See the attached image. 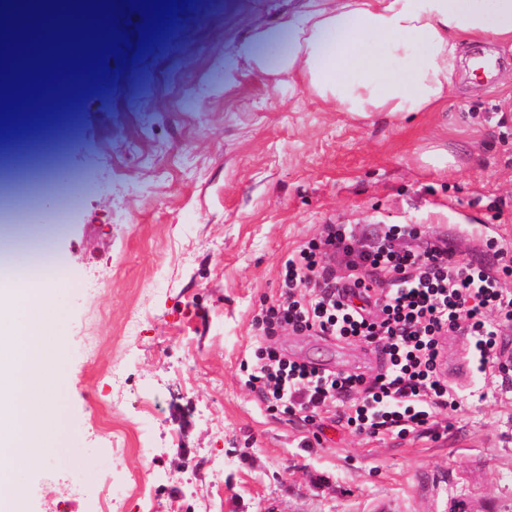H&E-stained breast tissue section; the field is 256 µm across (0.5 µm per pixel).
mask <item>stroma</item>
I'll return each instance as SVG.
<instances>
[{"mask_svg": "<svg viewBox=\"0 0 512 512\" xmlns=\"http://www.w3.org/2000/svg\"><path fill=\"white\" fill-rule=\"evenodd\" d=\"M307 2L191 0L171 41L109 58L66 132L37 125L0 161V186L31 200L25 233L46 238L31 285L58 306L64 351L46 374L47 453L23 472L16 512H48L75 485L73 512H96L105 471L149 512H512V325L505 370L472 375L439 439L318 428L266 411L245 384L252 318L323 225L431 226L464 258H492V236L512 243V51L466 46L497 70L462 72L441 111L358 119L239 52ZM272 343L338 371L378 365L357 343ZM315 431L321 444L301 447Z\"/></svg>", "mask_w": 512, "mask_h": 512, "instance_id": "35a3bbf8", "label": "stroma"}]
</instances>
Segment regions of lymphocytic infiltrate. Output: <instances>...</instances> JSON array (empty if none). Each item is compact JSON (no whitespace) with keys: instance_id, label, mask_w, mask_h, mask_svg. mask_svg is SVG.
I'll return each instance as SVG.
<instances>
[{"instance_id":"obj_1","label":"lymphocytic infiltrate","mask_w":512,"mask_h":512,"mask_svg":"<svg viewBox=\"0 0 512 512\" xmlns=\"http://www.w3.org/2000/svg\"><path fill=\"white\" fill-rule=\"evenodd\" d=\"M509 276L512 266L460 258L452 238L411 224L361 236L323 225L289 255L284 291L254 318L261 344L247 383L268 409L307 423L330 414L360 435L440 438L461 399L441 372V338L466 337L474 370L494 368L512 324ZM286 330L366 345L381 364L365 376L293 360L271 343Z\"/></svg>"}]
</instances>
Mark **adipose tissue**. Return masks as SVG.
I'll list each match as a JSON object with an SVG mask.
<instances>
[{"mask_svg": "<svg viewBox=\"0 0 512 512\" xmlns=\"http://www.w3.org/2000/svg\"><path fill=\"white\" fill-rule=\"evenodd\" d=\"M492 39L512 49V0H316L279 31L243 43L242 54L274 62L315 97L366 117L436 110L461 65L463 45ZM58 311L47 294L0 290V512L22 490L17 471L39 449L51 403L44 371L62 351L47 335Z\"/></svg>", "mask_w": 512, "mask_h": 512, "instance_id": "adipose-tissue-1", "label": "adipose tissue"}]
</instances>
